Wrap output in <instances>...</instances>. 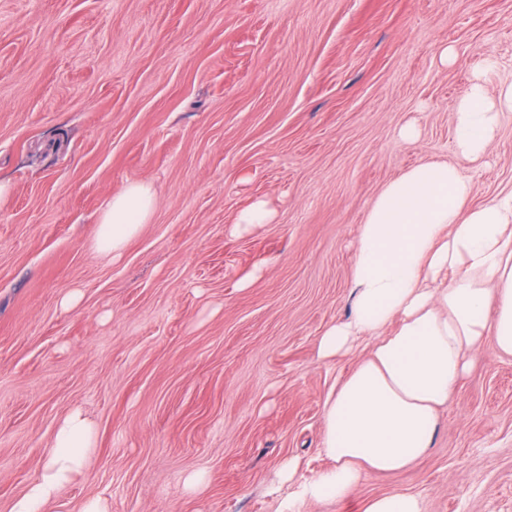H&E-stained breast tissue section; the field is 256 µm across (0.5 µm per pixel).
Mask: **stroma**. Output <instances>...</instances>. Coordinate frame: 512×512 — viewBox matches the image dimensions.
Returning <instances> with one entry per match:
<instances>
[{
    "label": "stroma",
    "mask_w": 512,
    "mask_h": 512,
    "mask_svg": "<svg viewBox=\"0 0 512 512\" xmlns=\"http://www.w3.org/2000/svg\"><path fill=\"white\" fill-rule=\"evenodd\" d=\"M485 53L489 89L512 82V0H0V512L75 409L96 447L49 512H362L397 491L512 512V357L488 344L425 457L338 504L298 494L332 465L323 404L363 355L317 356L350 314L359 227L411 166L456 161ZM463 169L473 204L512 190V112ZM137 180L150 224L96 256ZM258 199L273 221L234 231ZM156 204L150 182L127 183L103 205L98 230L91 245L93 253L119 258L127 244L149 224Z\"/></svg>",
    "instance_id": "1"
}]
</instances>
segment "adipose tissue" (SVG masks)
Here are the masks:
<instances>
[{
  "label": "adipose tissue",
  "instance_id": "adipose-tissue-1",
  "mask_svg": "<svg viewBox=\"0 0 512 512\" xmlns=\"http://www.w3.org/2000/svg\"><path fill=\"white\" fill-rule=\"evenodd\" d=\"M495 66L485 54L482 75L454 106L457 162L417 163L381 190L360 226L351 315L324 331L318 353L367 356L324 402L322 447L333 466L302 485L303 499L341 502L369 475L411 466L433 444L437 409L463 378L467 353L489 342L512 357V191L472 205L461 168L485 157L512 112V83L487 87ZM156 204L150 182L127 183L103 206L93 253L119 258ZM94 445L92 424L68 414L9 512H45Z\"/></svg>",
  "mask_w": 512,
  "mask_h": 512
}]
</instances>
